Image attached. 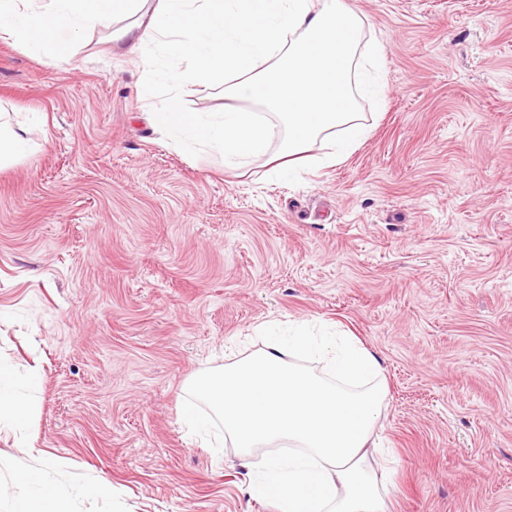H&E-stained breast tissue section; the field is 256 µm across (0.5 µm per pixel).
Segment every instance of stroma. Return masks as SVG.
Returning a JSON list of instances; mask_svg holds the SVG:
<instances>
[{
  "label": "stroma",
  "instance_id": "35a3bbf8",
  "mask_svg": "<svg viewBox=\"0 0 512 512\" xmlns=\"http://www.w3.org/2000/svg\"><path fill=\"white\" fill-rule=\"evenodd\" d=\"M345 2L387 105L293 183L167 147L144 118L165 89L111 32L72 65L0 39V106L38 118L0 168V362L40 372L30 447L0 431V512L43 467L73 512H274L183 413L291 322L380 357L390 512H512V0ZM97 481L110 498L77 494Z\"/></svg>",
  "mask_w": 512,
  "mask_h": 512
}]
</instances>
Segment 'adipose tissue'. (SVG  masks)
Segmentation results:
<instances>
[{"mask_svg":"<svg viewBox=\"0 0 512 512\" xmlns=\"http://www.w3.org/2000/svg\"><path fill=\"white\" fill-rule=\"evenodd\" d=\"M87 28L111 29L167 87L148 115L162 140L216 156L228 171L266 156L270 176L290 181L341 163L370 131L360 99L382 100L370 70L380 46L364 40V21L344 0H0V39L34 52L70 60ZM219 84L223 111L185 109L187 86ZM316 143L322 154H310ZM38 377L21 382L0 365V427L26 428ZM191 391L244 458L297 444L265 457L252 481L276 512H388L366 464L386 387L379 359L353 337L296 325L287 339L196 378ZM15 482L22 494L12 512H68L50 471L21 469Z\"/></svg>","mask_w":512,"mask_h":512,"instance_id":"1","label":"adipose tissue"}]
</instances>
